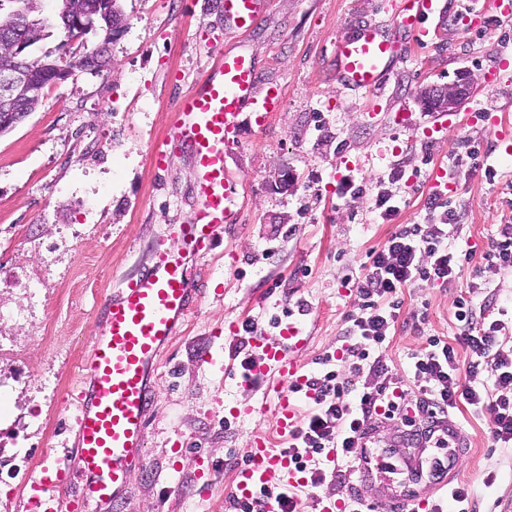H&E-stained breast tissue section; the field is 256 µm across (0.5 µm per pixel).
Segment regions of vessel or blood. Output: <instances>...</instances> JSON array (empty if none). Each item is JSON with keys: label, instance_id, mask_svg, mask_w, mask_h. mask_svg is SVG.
<instances>
[{"label": "vessel or blood", "instance_id": "1", "mask_svg": "<svg viewBox=\"0 0 512 512\" xmlns=\"http://www.w3.org/2000/svg\"><path fill=\"white\" fill-rule=\"evenodd\" d=\"M389 24L374 21L346 24L336 38L334 75L339 90L381 94L400 64L414 49L430 40L427 25L434 0H393ZM264 0H224V16L240 28L262 21ZM512 15V0H483L468 8L463 21L481 26L486 15ZM284 104L279 86H258L255 62L246 56L221 52L196 84L177 100L165 140L152 152L155 167L164 166L171 152L185 148L196 169L198 208L178 230L179 247L156 249L150 264L112 292L104 323L91 357L81 369L73 411L74 444L63 468L31 481L24 512H98L104 497L127 496L129 468L141 459L146 408L158 375L160 358L191 311L186 264L200 256L208 243L232 220L238 178L224 166V154L236 146L240 115L250 111L257 127L271 123ZM307 341L298 321L291 320L278 335L252 336L251 372L266 381L275 394L274 415L280 433L292 434L300 419L298 386L306 382L295 356ZM246 462L236 475V497L270 489L265 512H281V491L308 483L285 449L273 447L266 436H255L245 450ZM88 479L80 500L71 502L59 490L66 477ZM438 500L405 494L402 502L416 512H443L448 482L433 485Z\"/></svg>", "mask_w": 512, "mask_h": 512}]
</instances>
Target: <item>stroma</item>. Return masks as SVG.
<instances>
[{
  "instance_id": "stroma-1",
  "label": "stroma",
  "mask_w": 512,
  "mask_h": 512,
  "mask_svg": "<svg viewBox=\"0 0 512 512\" xmlns=\"http://www.w3.org/2000/svg\"><path fill=\"white\" fill-rule=\"evenodd\" d=\"M222 0H120L125 30L100 72L78 67L84 46H64L56 28L58 0H42L52 21L37 55L66 56L69 76L50 87L39 110L0 135V338L15 356H0V390L9 418L0 420V512H21L23 488L13 469L31 476L64 457L72 444L69 408L78 372L100 334L113 288L137 274L158 243L177 247L179 224L195 205V173L187 151L156 169L151 151L169 128L179 94L200 79L215 50L254 58L261 82L285 90V102L266 129L243 113L240 142L224 156L239 178V220L196 262L208 278L190 280L194 309L165 350L147 408L144 466L127 475L130 497L117 512H233L235 473L257 434L284 447L271 410H259L264 383L242 382L250 337L229 338V323L253 321L278 335L287 316L303 319L308 341L298 357L306 371L341 347L346 316L357 307L354 282L371 248L406 224H438L428 209L427 179L447 168L458 200L461 239L471 258L445 286L417 282L402 306L384 352L406 377L410 356L427 335L454 338L456 297L467 295L498 225L512 223V17L491 15L482 29L465 28L470 0H439L430 18L433 40L399 65L383 96L337 91L334 42L352 20L386 17V0H268L261 25L244 31L220 20ZM467 78L470 100L457 122L432 132L434 115L418 100L421 88ZM498 115V127L467 123L472 110ZM479 147L497 171L455 167L465 142ZM400 209L381 220L378 182L391 171ZM355 176L363 194L342 197ZM68 248H59L60 240ZM41 282L34 301L23 287ZM427 313L423 331L416 315ZM239 409V417L228 409ZM466 446L455 482L470 486L475 512H512V448H497L484 420L466 407L450 410ZM386 477L343 472L339 480L301 492L304 512L317 498H392L408 479L411 448L390 454L399 424L371 420ZM210 474L198 478L200 466Z\"/></svg>"
}]
</instances>
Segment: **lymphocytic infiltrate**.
<instances>
[{"instance_id":"obj_1","label":"lymphocytic infiltrate","mask_w":512,"mask_h":512,"mask_svg":"<svg viewBox=\"0 0 512 512\" xmlns=\"http://www.w3.org/2000/svg\"><path fill=\"white\" fill-rule=\"evenodd\" d=\"M431 206L444 208L446 223L404 225L368 252L356 281L358 307L346 316L352 342L341 349L342 366L309 374L302 387L313 406L288 443L297 467L307 468L310 456L328 448L351 456L357 442L367 437L369 421L378 417L400 420L421 444L431 443L437 426L460 404L490 424L498 447H512V353L501 350L512 341V318L477 317L478 282L471 284L468 296L453 303L452 317L460 329L455 342L430 336L413 353V405H406L402 380L393 376L383 355L401 306V290L418 281L445 285L461 272L464 256L448 232L457 223L456 203L435 198ZM484 258L481 278L512 272V224L499 225ZM462 351L468 355L464 365L458 359ZM463 367L471 373L486 371L489 384H459ZM364 374L376 378V385H357V377Z\"/></svg>"}]
</instances>
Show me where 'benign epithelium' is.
<instances>
[{"instance_id": "obj_1", "label": "benign epithelium", "mask_w": 512, "mask_h": 512, "mask_svg": "<svg viewBox=\"0 0 512 512\" xmlns=\"http://www.w3.org/2000/svg\"><path fill=\"white\" fill-rule=\"evenodd\" d=\"M94 29V19L88 12L75 13L65 29V41L72 42L74 33ZM124 28L112 27L100 39L82 66L92 71L102 62H110V46L123 33ZM31 37V29L26 22L0 31V39L11 42L17 48L25 45ZM69 70L55 63H44L31 58L24 52L11 66L0 68V130H11L23 122L30 114L28 105L33 99H40L46 85H53L64 79ZM473 84L470 80H459L448 85L429 86L428 97L421 100L422 106L429 112H455L461 108L470 96Z\"/></svg>"}]
</instances>
